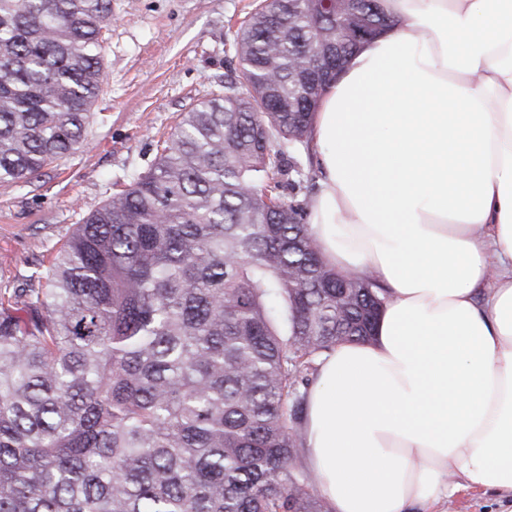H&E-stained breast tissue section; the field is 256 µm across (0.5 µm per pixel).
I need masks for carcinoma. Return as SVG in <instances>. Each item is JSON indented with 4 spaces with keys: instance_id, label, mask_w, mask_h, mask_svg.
Returning <instances> with one entry per match:
<instances>
[{
    "instance_id": "cac0c4a2",
    "label": "carcinoma",
    "mask_w": 512,
    "mask_h": 512,
    "mask_svg": "<svg viewBox=\"0 0 512 512\" xmlns=\"http://www.w3.org/2000/svg\"><path fill=\"white\" fill-rule=\"evenodd\" d=\"M260 0L243 79L82 218L45 287H0V512H331L299 464L325 354L372 338L386 290L309 224L316 53L344 64L384 0ZM112 0H0V181L82 143Z\"/></svg>"
}]
</instances>
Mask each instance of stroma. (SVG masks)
Returning a JSON list of instances; mask_svg holds the SVG:
<instances>
[{
    "label": "stroma",
    "mask_w": 512,
    "mask_h": 512,
    "mask_svg": "<svg viewBox=\"0 0 512 512\" xmlns=\"http://www.w3.org/2000/svg\"><path fill=\"white\" fill-rule=\"evenodd\" d=\"M258 0H112L105 81L82 146L26 182H0V285L28 287L75 224L154 161L183 112L238 78L234 38ZM412 512H512V495L462 486Z\"/></svg>",
    "instance_id": "stroma-1"
}]
</instances>
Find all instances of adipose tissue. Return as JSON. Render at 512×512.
Listing matches in <instances>:
<instances>
[{
	"label": "adipose tissue",
	"instance_id": "adipose-tissue-1",
	"mask_svg": "<svg viewBox=\"0 0 512 512\" xmlns=\"http://www.w3.org/2000/svg\"><path fill=\"white\" fill-rule=\"evenodd\" d=\"M313 114L312 232L387 291L325 356L309 467L332 512L512 493V0H386Z\"/></svg>",
	"mask_w": 512,
	"mask_h": 512
}]
</instances>
